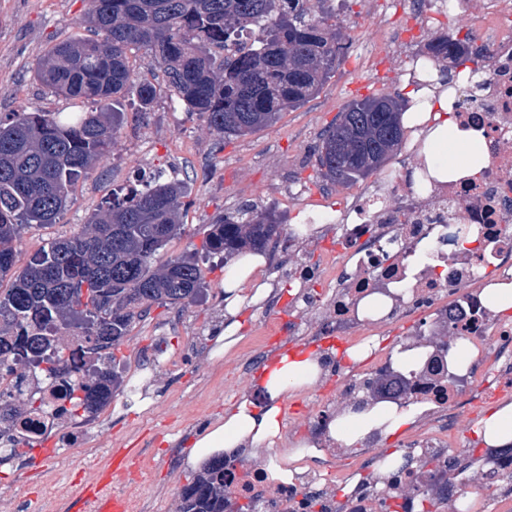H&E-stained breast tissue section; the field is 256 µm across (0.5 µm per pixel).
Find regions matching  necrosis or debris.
Segmentation results:
<instances>
[{"instance_id": "1", "label": "necrosis or debris", "mask_w": 512, "mask_h": 512, "mask_svg": "<svg viewBox=\"0 0 512 512\" xmlns=\"http://www.w3.org/2000/svg\"><path fill=\"white\" fill-rule=\"evenodd\" d=\"M472 49L485 55V73L492 93L482 105L463 106L459 123L481 131L491 162L476 180H459L432 186L423 193L395 184L393 196L373 195L371 208H355L341 227L336 257L323 267L327 281L337 286L328 333L350 334L351 326L371 324L361 315L363 302L375 295L386 297L390 307L383 323L398 321L411 299H426L435 323L447 324L450 335L439 346L423 340L408 342L417 357L411 370L395 368L391 357L376 363L380 384L373 396L378 403L403 400L432 415L429 434L409 446L414 457L398 480L382 486L360 482L348 512H373L381 499L402 497L404 490L439 484L448 501L461 496L459 485L443 480L447 471L448 433L458 414L479 400L486 384L512 389V323L495 320L479 294L467 291L472 282L490 284L512 269V0H487L483 11L471 15ZM386 225V233L370 236L367 221ZM470 232L469 240L457 234ZM68 361L63 376H46L40 365L0 367V447L30 435L34 441L57 438L59 447L77 448L100 422V411L84 418L71 415L70 393L86 385L106 395L112 385V346L77 331L56 335ZM497 355L495 370H487L483 357ZM344 406H357L369 396L353 381L342 385ZM429 457L433 466L419 467L418 458ZM287 479L272 478L264 463L247 473L229 468L231 491L255 499L260 512H305L316 499L319 512H336V499L328 487L314 486L307 459L288 467Z\"/></svg>"}]
</instances>
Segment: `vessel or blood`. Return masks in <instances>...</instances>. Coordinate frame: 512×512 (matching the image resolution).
Listing matches in <instances>:
<instances>
[{"label":"vessel or blood","mask_w":512,"mask_h":512,"mask_svg":"<svg viewBox=\"0 0 512 512\" xmlns=\"http://www.w3.org/2000/svg\"><path fill=\"white\" fill-rule=\"evenodd\" d=\"M137 458L134 449H114L109 465L80 487L75 512H127L126 498L118 486L135 470Z\"/></svg>","instance_id":"obj_1"}]
</instances>
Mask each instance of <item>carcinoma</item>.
<instances>
[{
  "label": "carcinoma",
  "instance_id": "carcinoma-1",
  "mask_svg": "<svg viewBox=\"0 0 512 512\" xmlns=\"http://www.w3.org/2000/svg\"><path fill=\"white\" fill-rule=\"evenodd\" d=\"M311 0H88L92 36L55 43L36 62L35 77L58 94L92 105L82 112H10L0 117V364L41 356L44 373L65 365L47 327L77 329L119 345L135 318L154 305L187 306L205 285L202 268L178 256L152 261L181 233L185 185L154 179L112 198L92 213L88 228L58 238L21 262L17 248L30 225L56 223L69 191L96 169L123 124L118 96L133 81L127 52L143 49L162 69L167 87L202 114L218 138L248 135L315 95L336 72L345 44ZM446 30L427 45L422 62L446 61L476 73L470 35ZM245 43L234 54L218 50ZM157 88L142 82L140 111ZM399 101L390 95L350 103L317 147L320 179L331 185L368 178L400 148ZM274 210L248 206L210 225L203 243L226 257L280 243ZM224 458L182 489L180 512H225Z\"/></svg>",
  "mask_w": 512,
  "mask_h": 512
}]
</instances>
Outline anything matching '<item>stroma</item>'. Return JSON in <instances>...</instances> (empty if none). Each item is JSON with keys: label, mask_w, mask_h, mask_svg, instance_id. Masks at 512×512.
I'll list each match as a JSON object with an SVG mask.
<instances>
[{"label": "stroma", "mask_w": 512, "mask_h": 512, "mask_svg": "<svg viewBox=\"0 0 512 512\" xmlns=\"http://www.w3.org/2000/svg\"><path fill=\"white\" fill-rule=\"evenodd\" d=\"M480 6L481 0H472L470 9ZM86 8L85 0H0V114L34 108L82 110L80 101L42 84L33 67L54 43L86 36L81 22ZM323 9L336 18L346 46L335 74L313 97L282 112L274 124L239 138L218 140L205 117L188 111L169 91L144 51H129L136 84L122 99L123 125L111 153L88 178L72 186L68 207L57 223L27 227L19 242L24 254H34L52 240L82 230L113 189L132 188L138 179L161 172L178 175L187 192L181 207L183 229L155 255L154 264L201 249L210 224L248 205L270 207L281 216L286 239L268 266L273 290L263 302L243 310L242 338L224 357L209 355L224 322V266L216 258L202 265L205 288L195 303L151 307L114 349L123 364L133 363L138 345L155 349L158 358L152 407L140 409L118 392L106 420L111 447L131 445L151 455L154 464L139 492L155 505L156 512H179L180 492L196 475L188 458L201 429L215 423L227 406L251 389L266 363L295 346L320 349L313 326L328 317L331 290L317 280L301 283L295 266L318 265L324 252L336 245L343 215L369 197L384 175L402 177L412 160L403 147L367 179L321 189L315 185V149L322 133L353 101L374 93L402 95L408 61L423 54L427 43L444 30L464 25L470 11L451 12L434 0L428 20L417 23L410 19L408 0H399L392 10L383 8L381 0H325ZM141 81L158 89L151 110L144 115L137 110L136 85ZM318 214L329 219L325 230L298 234L302 219ZM306 290L319 297L309 316L311 328L299 334L286 330L268 334L280 306ZM506 400L512 402V393L477 401L461 413L448 439L449 453L472 464L469 476L474 492L490 504L512 499V484L483 479L477 458L487 454L488 448L479 444L477 428ZM281 407V430L273 446L277 461L285 466L292 463L291 453L305 437V421L321 411H337L336 384L292 391ZM61 454L66 466L52 459L30 466L23 476L1 463L0 499L15 502L22 512H33L50 482L91 480L84 449L65 448ZM363 455V444L346 448L344 455L314 465L311 476L328 484L337 503H344L345 486L361 478Z\"/></svg>", "instance_id": "35a3bbf8"}]
</instances>
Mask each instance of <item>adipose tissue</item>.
I'll return each instance as SVG.
<instances>
[{
  "label": "adipose tissue",
  "instance_id": "ef3b65f1",
  "mask_svg": "<svg viewBox=\"0 0 512 512\" xmlns=\"http://www.w3.org/2000/svg\"><path fill=\"white\" fill-rule=\"evenodd\" d=\"M467 80L463 73L449 78L436 73L430 85L417 84L406 93L410 105L402 113L401 122L411 129L417 151L404 178L415 188L427 189L435 181L445 183L473 176L490 162L481 134L459 127L451 114L448 88L464 85ZM268 264V256L257 251L245 250L230 258L224 276V328L217 336L213 356L223 357L239 342L242 310L269 296ZM321 375L319 353L303 349L280 353L254 379L256 390L267 398L266 404L245 394L229 406L223 419L206 427L197 440V450L189 459L192 467L203 465L215 452L239 459L270 449L280 431L279 401L294 389L314 385ZM417 416L410 407L377 404L358 410L348 408L328 420L327 434L330 439L350 445L375 431L384 436L396 435L413 425Z\"/></svg>",
  "mask_w": 512,
  "mask_h": 512
}]
</instances>
